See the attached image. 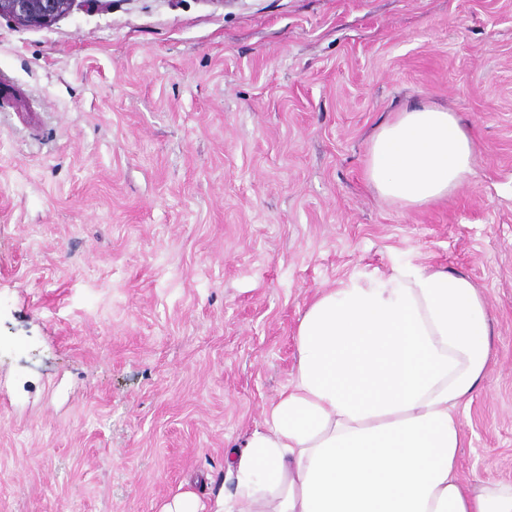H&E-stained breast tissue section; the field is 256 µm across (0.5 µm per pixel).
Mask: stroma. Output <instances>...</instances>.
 <instances>
[{
  "label": "stroma",
  "instance_id": "35a3bbf8",
  "mask_svg": "<svg viewBox=\"0 0 512 512\" xmlns=\"http://www.w3.org/2000/svg\"><path fill=\"white\" fill-rule=\"evenodd\" d=\"M476 142L448 198L365 176L409 104ZM413 262L493 351L467 482L512 483V0H74L0 18V512L201 498L291 382L305 306ZM74 0H0V17L26 26L46 25L66 14Z\"/></svg>",
  "mask_w": 512,
  "mask_h": 512
}]
</instances>
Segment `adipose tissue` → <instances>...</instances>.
<instances>
[{
  "mask_svg": "<svg viewBox=\"0 0 512 512\" xmlns=\"http://www.w3.org/2000/svg\"><path fill=\"white\" fill-rule=\"evenodd\" d=\"M475 143L454 113L412 106L367 150L379 196L415 207L455 191ZM294 378L242 446L227 492L161 512H512V483L461 481L459 405L492 352L486 303L464 275L421 264L322 291L296 327Z\"/></svg>",
  "mask_w": 512,
  "mask_h": 512,
  "instance_id": "1",
  "label": "adipose tissue"
}]
</instances>
